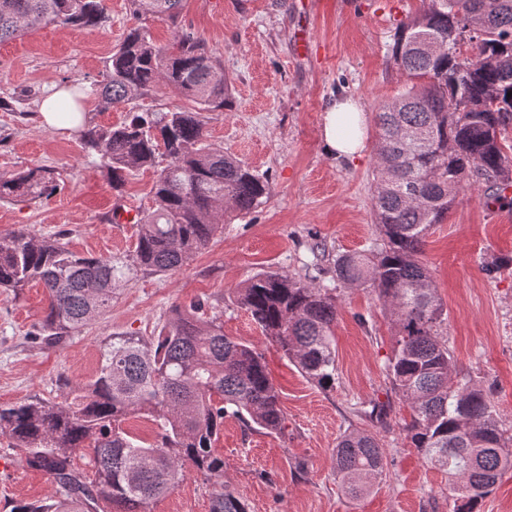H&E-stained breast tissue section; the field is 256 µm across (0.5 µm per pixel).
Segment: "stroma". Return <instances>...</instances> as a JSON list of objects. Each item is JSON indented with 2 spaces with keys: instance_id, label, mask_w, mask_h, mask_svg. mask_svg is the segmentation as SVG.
Returning <instances> with one entry per match:
<instances>
[{
  "instance_id": "35a3bbf8",
  "label": "stroma",
  "mask_w": 512,
  "mask_h": 512,
  "mask_svg": "<svg viewBox=\"0 0 512 512\" xmlns=\"http://www.w3.org/2000/svg\"><path fill=\"white\" fill-rule=\"evenodd\" d=\"M299 2L182 0L177 27L213 51L231 83L232 108L204 115L208 140L266 174L271 197L225 224L180 270L126 275L107 315L61 344L27 338L49 304L42 284L17 293L0 288V405L34 396L63 401L67 385L96 378L108 336L133 331L153 339L173 319L175 306L203 298L214 305L226 335L263 354L280 393L284 435L228 417L216 444L226 479L250 512H449L447 475L424 462L403 429L410 411L384 370L392 354L391 316L369 286L340 290L336 380L327 389L290 363L234 303L235 290L259 271L302 278L317 270L329 280L338 256L366 252L379 238L375 114L410 85L393 60V36L400 21L421 9V0H317L310 15ZM105 4L103 27L50 25L0 44V175L45 166L57 180L49 197L0 199V236L19 229L56 235L79 255L119 263L134 250L138 227L114 223V207H150L153 172L130 174L113 190L98 158L83 151L78 132L40 125L46 84L86 88L100 80L133 25L128 0ZM148 27L160 45L170 43L177 28L156 20ZM343 96L360 101L366 116L365 149L350 162L329 156L322 142L324 112ZM83 103L88 120L105 126L125 122L133 109L189 105L168 87L127 106L106 109L94 95ZM317 243L324 255L316 263L310 249ZM508 257L512 210L486 206L475 187L432 227L421 255L434 277L457 371L490 389L512 422V265L485 271L486 263ZM376 402L388 407L385 422L360 415ZM352 428L376 434L388 454L385 474L359 500L344 494L332 464L338 438ZM54 493L48 476L0 437V512ZM211 493L210 483L190 469L151 512H210Z\"/></svg>"
}]
</instances>
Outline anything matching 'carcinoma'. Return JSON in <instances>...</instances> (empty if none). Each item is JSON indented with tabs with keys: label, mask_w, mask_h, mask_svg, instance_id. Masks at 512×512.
<instances>
[{
	"label": "carcinoma",
	"mask_w": 512,
	"mask_h": 512,
	"mask_svg": "<svg viewBox=\"0 0 512 512\" xmlns=\"http://www.w3.org/2000/svg\"><path fill=\"white\" fill-rule=\"evenodd\" d=\"M129 2L135 23L91 92L106 108L171 87L193 108L135 112L118 126L79 128L84 152L98 156L115 191L127 175L156 166L158 156L169 158L151 188L152 210L137 221L135 250L122 265L22 231L0 237V287L20 290L35 281L48 292L46 315L33 333L47 344L105 314L124 271L181 269L223 230L224 218L246 216L271 197L267 176L206 141L201 113L230 107L217 59L177 28L170 47L150 38L145 22L176 24L181 0ZM107 20L103 0H0V43L50 24L81 31ZM392 56L399 69L427 84L377 112L373 207L381 246L338 257L333 285L263 270L236 289L234 303L326 388L336 376L337 284L372 287L394 327L385 369L411 409L407 437L426 462L448 472L451 512H479L512 470V425L489 390L458 376L434 280L420 255L431 228L465 188L480 186L486 204L512 208V197L504 195L512 187V156L500 141L512 124V0H423L397 27ZM55 189L43 166L0 176L1 199H39ZM209 309L203 299L175 308L152 342L133 332L112 335L97 377L76 386L69 401L0 405V433L56 485V496L20 503L14 512H107V505L150 512L189 467L213 486L210 512H248L224 481V458L215 451L224 418L280 434L284 415L263 355L224 335ZM132 414L151 418L153 441L124 428ZM80 450L87 451L91 479L74 465ZM387 464L386 449L368 430L343 433L333 449L336 478L354 499L370 492Z\"/></svg>",
	"instance_id": "carcinoma-1"
}]
</instances>
